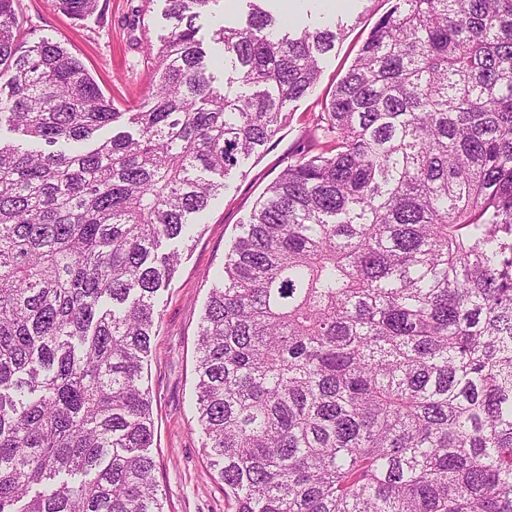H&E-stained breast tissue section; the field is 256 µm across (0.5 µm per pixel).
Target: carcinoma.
<instances>
[{
  "instance_id": "cac0c4a2",
  "label": "carcinoma",
  "mask_w": 512,
  "mask_h": 512,
  "mask_svg": "<svg viewBox=\"0 0 512 512\" xmlns=\"http://www.w3.org/2000/svg\"><path fill=\"white\" fill-rule=\"evenodd\" d=\"M0 0V512H165L155 298L342 28L244 0L170 32L148 104ZM73 19L100 0H50ZM112 136L101 138L103 131ZM225 512H512V0H394L239 225L197 340ZM228 4H230V6H228ZM212 7L214 12H208L207 15L200 19L202 30L199 35L205 37V44L209 40V31L214 22L221 20L245 22L246 19V15L242 13L243 8L240 1L233 0L228 2V0H222L219 6Z\"/></svg>"
}]
</instances>
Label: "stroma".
<instances>
[{
	"label": "stroma",
	"instance_id": "obj_1",
	"mask_svg": "<svg viewBox=\"0 0 512 512\" xmlns=\"http://www.w3.org/2000/svg\"><path fill=\"white\" fill-rule=\"evenodd\" d=\"M102 14L75 20L52 10L47 0H22L30 32L63 34L69 51L95 77L105 95L121 102H146L155 62L148 45H160L169 29L165 0H101ZM273 0L293 28L343 24L344 35L322 62L319 83L290 106L292 118L264 153L243 160L213 199L201 232L180 245L181 261L170 287L158 294V333L151 341L147 385L152 397L155 437L152 454L165 512H224V494L210 475L195 417V347L208 293L222 272L224 257L256 200L278 176L289 155L306 139L313 112L332 92L389 0H345L334 11L320 0Z\"/></svg>",
	"mask_w": 512,
	"mask_h": 512
}]
</instances>
